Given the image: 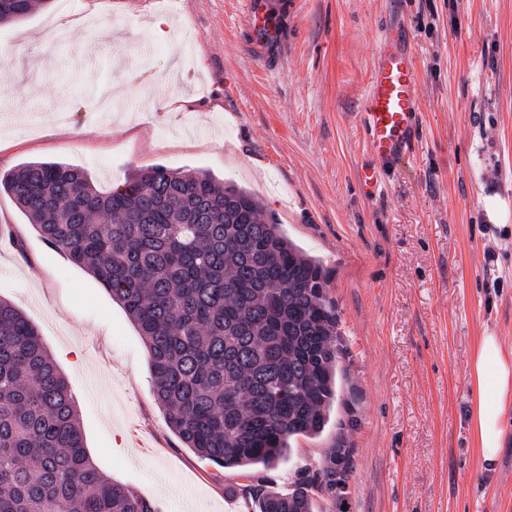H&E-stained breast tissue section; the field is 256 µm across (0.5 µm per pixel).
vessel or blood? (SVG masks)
I'll list each match as a JSON object with an SVG mask.
<instances>
[{
	"label": "vessel or blood",
	"mask_w": 512,
	"mask_h": 512,
	"mask_svg": "<svg viewBox=\"0 0 512 512\" xmlns=\"http://www.w3.org/2000/svg\"><path fill=\"white\" fill-rule=\"evenodd\" d=\"M247 25L255 46L276 42L279 29L264 0H248ZM418 72L402 27L382 34L358 121L365 134L370 162L361 164L357 177L365 194L380 186L378 163L406 157L419 124Z\"/></svg>",
	"instance_id": "vessel-or-blood-1"
}]
</instances>
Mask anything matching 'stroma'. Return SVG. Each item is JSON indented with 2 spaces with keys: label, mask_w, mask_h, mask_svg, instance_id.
I'll return each mask as SVG.
<instances>
[{
  "label": "stroma",
  "mask_w": 512,
  "mask_h": 512,
  "mask_svg": "<svg viewBox=\"0 0 512 512\" xmlns=\"http://www.w3.org/2000/svg\"><path fill=\"white\" fill-rule=\"evenodd\" d=\"M246 0H50L0 26V172L84 167L103 188L162 165L251 190L330 273L358 389L348 512H512V405L498 456L471 428L484 334L512 350V0H275L255 52ZM170 23L156 39L157 16ZM410 34L413 153L374 196L356 114L385 29ZM191 108H184V101ZM0 298L36 327L75 398L96 465L159 512H253L238 471L184 448L120 304L0 193ZM335 428L255 478L287 490Z\"/></svg>",
  "instance_id": "35a3bbf8"
}]
</instances>
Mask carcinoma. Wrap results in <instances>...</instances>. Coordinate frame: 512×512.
Returning <instances> with one entry per match:
<instances>
[{"label": "carcinoma", "mask_w": 512, "mask_h": 512, "mask_svg": "<svg viewBox=\"0 0 512 512\" xmlns=\"http://www.w3.org/2000/svg\"><path fill=\"white\" fill-rule=\"evenodd\" d=\"M34 0H0V25ZM51 247L119 303L149 355L154 396L184 447L243 476L274 468L299 437L320 436L334 407L336 451L360 421L329 272L262 216L248 191L207 173L154 165L104 190L79 166L31 161L0 175ZM353 453L341 467L297 469L286 492L229 486L256 512L342 509ZM0 512H158L101 472L76 400L38 331L0 299Z\"/></svg>", "instance_id": "cac0c4a2"}]
</instances>
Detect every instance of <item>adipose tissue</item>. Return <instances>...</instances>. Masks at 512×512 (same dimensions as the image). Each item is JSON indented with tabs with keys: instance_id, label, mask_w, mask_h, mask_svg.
Segmentation results:
<instances>
[{
	"instance_id": "obj_1",
	"label": "adipose tissue",
	"mask_w": 512,
	"mask_h": 512,
	"mask_svg": "<svg viewBox=\"0 0 512 512\" xmlns=\"http://www.w3.org/2000/svg\"><path fill=\"white\" fill-rule=\"evenodd\" d=\"M470 382L476 391L472 427L480 454L493 460L504 435L502 409L512 396V358L497 336H482L471 363Z\"/></svg>"
}]
</instances>
